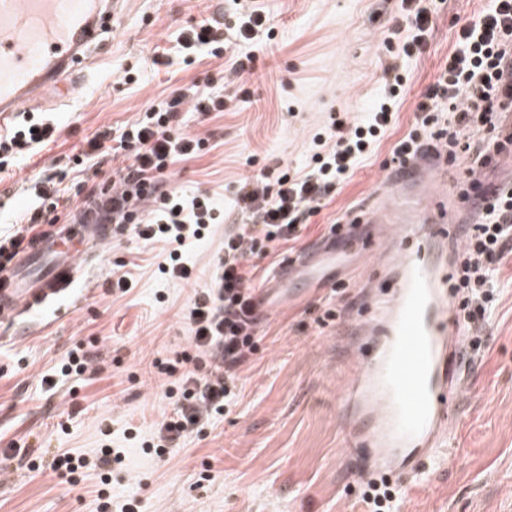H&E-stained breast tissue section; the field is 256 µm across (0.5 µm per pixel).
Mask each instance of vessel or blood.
<instances>
[{
	"instance_id": "vessel-or-blood-1",
	"label": "vessel or blood",
	"mask_w": 512,
	"mask_h": 512,
	"mask_svg": "<svg viewBox=\"0 0 512 512\" xmlns=\"http://www.w3.org/2000/svg\"><path fill=\"white\" fill-rule=\"evenodd\" d=\"M118 0H0V122L26 108L41 107L49 91L82 88V65L100 35L110 29ZM447 152L430 160L422 186L387 174L382 202L355 216L362 224H395L400 234L379 260L392 274L394 291L374 303L359 326L374 355L353 372L345 398L354 419L344 443L360 456L363 477H422L434 452L452 438L448 422L460 390L461 350L457 304L441 273L447 244L458 237L445 207ZM335 237H326L284 262L274 281L255 289L260 312L272 296L287 298L288 281L308 276L327 281L325 260L335 259ZM33 253L50 258L34 282L12 278L0 289V314L31 313L68 292L78 275L83 243L37 241Z\"/></svg>"
}]
</instances>
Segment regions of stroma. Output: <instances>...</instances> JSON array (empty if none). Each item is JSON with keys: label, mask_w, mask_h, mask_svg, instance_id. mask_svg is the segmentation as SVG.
<instances>
[{"label": "stroma", "mask_w": 512, "mask_h": 512, "mask_svg": "<svg viewBox=\"0 0 512 512\" xmlns=\"http://www.w3.org/2000/svg\"><path fill=\"white\" fill-rule=\"evenodd\" d=\"M490 0H444L425 52L408 64L411 88L396 124L351 180L321 205L300 241L273 243L256 260L274 272L328 225L379 190L392 145L414 121L416 95L455 48V20L477 17ZM274 37L246 78L247 94L224 92L223 113L189 112L183 130L208 138L210 152L174 163L168 182L185 198L207 193L223 221L184 249L189 279L159 272L160 243L117 233L80 262L68 293L29 314L0 318V454L23 446L79 456L106 444L126 451L113 470L112 497L136 498L140 512H363L362 462L344 445L343 384L353 368L345 351L366 298L392 282L373 250L345 239L351 257L337 288L292 284L287 302L259 325L257 350L243 366L237 397L223 416L188 437L168 460L145 451L173 404L155 360L190 344L183 315L210 285L225 234L240 222L233 209L240 181L276 162L303 165L312 137L332 113L367 117L381 93L380 62L397 0H254ZM214 0H123L93 56L89 79L66 103L38 109L58 122L57 141L0 172V211L33 199L32 180L65 164L74 146L99 130L134 121L174 88L217 74L220 58L185 65L173 47L181 28L211 18ZM171 49L154 69L155 48ZM132 82H124L125 74ZM130 274L127 291L112 271ZM499 298L481 336L484 351L466 354L470 396L452 412L449 463H431L425 489L398 480L399 512H512V260L499 274ZM95 345L98 357L79 378L59 373L68 353ZM55 387H48V380ZM109 436H101V429ZM95 472L70 485L28 461H0V512H96Z\"/></svg>", "instance_id": "1"}]
</instances>
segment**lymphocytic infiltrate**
Instances as JSON below:
<instances>
[{
	"label": "lymphocytic infiltrate",
	"mask_w": 512,
	"mask_h": 512,
	"mask_svg": "<svg viewBox=\"0 0 512 512\" xmlns=\"http://www.w3.org/2000/svg\"><path fill=\"white\" fill-rule=\"evenodd\" d=\"M233 2L241 7L235 21L223 24L205 19L180 32L177 45L185 64H192L193 53L204 51L213 58L225 57L224 70L229 74L239 77L255 70L258 57L250 47L271 35L274 26L258 8H242V0ZM434 13V5L399 0L388 36L399 40L400 47L381 63L382 93L367 120L329 116L323 132L313 138L306 166H268L241 182L236 194L241 225L237 232L225 235L213 283L196 296L186 315L192 348L174 352L161 367L174 408L157 425L152 448L158 458L171 455L182 439L202 431L230 404L238 372L256 349L259 314L253 298L254 269L246 265V258L265 251L269 244L299 240L309 217L349 181L393 126L397 102L409 89L405 61L425 51ZM240 44L247 45V52L233 53V46ZM223 109V93L196 84L182 86L149 105L119 134L99 131L71 157L80 166L91 153L108 148L113 156L123 158L111 179L96 183L88 196V212L97 223L126 226L135 238L168 245L161 271L174 278L189 276L180 246L202 239L215 219L208 195L184 200L165 180L175 161L207 150L206 138L182 133L183 113ZM415 112L412 128L390 150V165L404 166L414 157L445 150L465 162V174L470 177L490 163L501 139L512 140V127L504 123L505 114L512 112V0H492L477 19L460 24L456 49L418 93ZM58 132L52 120L24 115L0 134V167L7 159L37 154L57 140ZM476 204L480 217L465 231L455 285L461 316L475 333L469 342L475 350L481 346L476 333L497 301L501 264L512 255V185L489 197L477 196ZM70 217L68 198L54 181L42 182L33 203L20 216L19 227L0 238V274L7 272L27 244L42 237L43 225ZM124 457L123 449L104 445L79 457L53 461L52 467L70 477L96 471L100 478L97 512H137L131 499L120 508L112 506L109 476Z\"/></svg>",
	"instance_id": "obj_1"
}]
</instances>
